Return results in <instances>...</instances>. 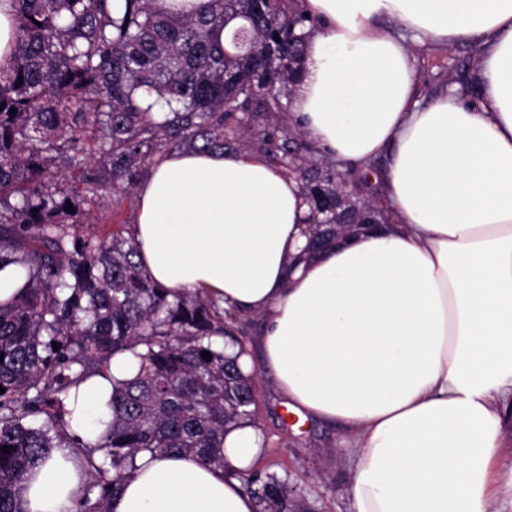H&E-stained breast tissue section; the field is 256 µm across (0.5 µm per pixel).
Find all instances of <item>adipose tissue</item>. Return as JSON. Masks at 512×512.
Instances as JSON below:
<instances>
[{
  "label": "adipose tissue",
  "mask_w": 512,
  "mask_h": 512,
  "mask_svg": "<svg viewBox=\"0 0 512 512\" xmlns=\"http://www.w3.org/2000/svg\"><path fill=\"white\" fill-rule=\"evenodd\" d=\"M315 31L288 123L338 168L387 157L392 222L308 261L298 179L245 151L172 150L137 186L134 236L153 279L237 316L290 405L340 426L352 512H512V0H303ZM480 45L478 99L420 106L411 51ZM124 356L80 385L71 425L95 443ZM263 432L224 437V465L141 453L110 512H255ZM55 449L24 512H75L82 476Z\"/></svg>",
  "instance_id": "obj_1"
}]
</instances>
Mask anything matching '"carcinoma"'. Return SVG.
Masks as SVG:
<instances>
[{"mask_svg":"<svg viewBox=\"0 0 512 512\" xmlns=\"http://www.w3.org/2000/svg\"><path fill=\"white\" fill-rule=\"evenodd\" d=\"M14 2V52L0 66V270L15 267L21 286L0 303V512H22L17 487L62 446L84 474L78 512H109L138 454L177 450L222 467L224 434L258 420L253 376L238 365L245 349L224 352L222 310L159 287L132 232L80 234L93 207L133 189L170 150L230 149L242 112L252 145L331 217L348 222L364 207L383 223L385 207L347 191L342 172L269 123L313 29L300 0H203L191 16L156 0L118 11L113 0ZM228 29L242 37L221 36ZM119 354L137 373L113 381L104 430L86 445L66 400ZM247 489L257 512H288L276 474Z\"/></svg>","mask_w":512,"mask_h":512,"instance_id":"cac0c4a2","label":"carcinoma"}]
</instances>
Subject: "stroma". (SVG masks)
I'll return each instance as SVG.
<instances>
[{
	"label": "stroma",
	"mask_w": 512,
	"mask_h": 512,
	"mask_svg": "<svg viewBox=\"0 0 512 512\" xmlns=\"http://www.w3.org/2000/svg\"><path fill=\"white\" fill-rule=\"evenodd\" d=\"M421 94L431 100L448 84L473 89L479 46L460 42L444 50L433 45H413ZM137 219L135 193L121 199L104 198L94 208V220L83 225L84 233L107 235L123 224L134 226ZM262 319L237 318L239 339L249 348L256 379L258 421L266 437L254 468L277 473L302 496L303 512H349L347 488L352 479L349 449L343 430L334 424L314 419L306 412H294L287 399L275 390L266 371L264 355L258 343Z\"/></svg>",
	"instance_id": "obj_1"
}]
</instances>
